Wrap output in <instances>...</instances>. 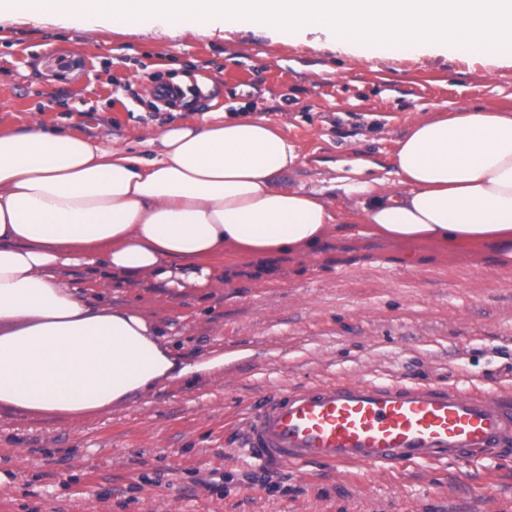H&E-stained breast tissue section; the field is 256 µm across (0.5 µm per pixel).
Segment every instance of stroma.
I'll return each instance as SVG.
<instances>
[{"instance_id": "obj_1", "label": "stroma", "mask_w": 512, "mask_h": 512, "mask_svg": "<svg viewBox=\"0 0 512 512\" xmlns=\"http://www.w3.org/2000/svg\"><path fill=\"white\" fill-rule=\"evenodd\" d=\"M194 88L155 104V85ZM275 122L299 159L285 183L328 188L336 163L388 164L409 123L461 108L512 112V59L442 51L388 59L309 33L114 32L60 18L0 20V132L111 137L141 150L159 127L212 107ZM209 287L152 278L74 281L168 329L186 354L223 356L193 385L84 419L0 415V512H512V458L376 473L261 465L237 442L272 390L346 377L512 388V269L384 238L331 237L322 254L220 256Z\"/></svg>"}]
</instances>
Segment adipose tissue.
<instances>
[{
    "instance_id": "obj_1",
    "label": "adipose tissue",
    "mask_w": 512,
    "mask_h": 512,
    "mask_svg": "<svg viewBox=\"0 0 512 512\" xmlns=\"http://www.w3.org/2000/svg\"><path fill=\"white\" fill-rule=\"evenodd\" d=\"M143 158L78 132L0 133V412L75 420L193 384L223 357L181 355L132 309L92 302L68 270L207 287L213 257L311 255L330 236L490 247L512 267V114L460 109L410 123L391 163H336L324 191L281 180L297 159L264 116L204 113L147 139Z\"/></svg>"
}]
</instances>
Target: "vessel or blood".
I'll return each mask as SVG.
<instances>
[{"label": "vessel or blood", "instance_id": "b4317fda", "mask_svg": "<svg viewBox=\"0 0 512 512\" xmlns=\"http://www.w3.org/2000/svg\"><path fill=\"white\" fill-rule=\"evenodd\" d=\"M245 446L286 468L496 460L512 450V392L368 379L282 390L255 405Z\"/></svg>", "mask_w": 512, "mask_h": 512}]
</instances>
